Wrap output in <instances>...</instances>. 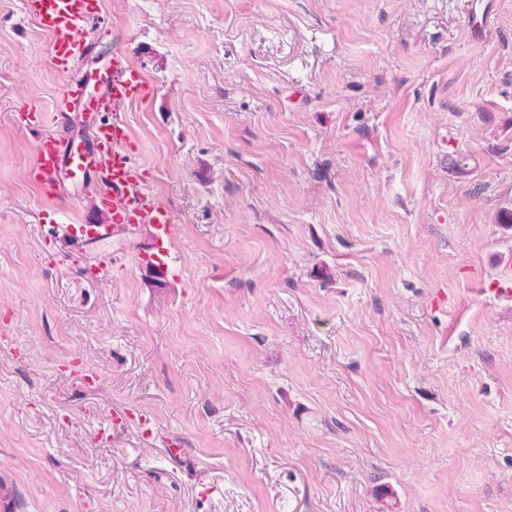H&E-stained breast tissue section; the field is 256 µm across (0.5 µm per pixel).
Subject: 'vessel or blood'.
I'll return each instance as SVG.
<instances>
[{
    "instance_id": "1",
    "label": "vessel or blood",
    "mask_w": 512,
    "mask_h": 512,
    "mask_svg": "<svg viewBox=\"0 0 512 512\" xmlns=\"http://www.w3.org/2000/svg\"><path fill=\"white\" fill-rule=\"evenodd\" d=\"M25 14L41 23L50 36L55 60L67 64L80 59L89 48L88 35L103 12V0H23ZM102 91L94 97L96 112L105 116L93 133L92 150L81 149L77 136L68 126V116L84 99L82 83L63 84L46 120L52 133L37 144L34 167L51 194L48 203H56L55 192L63 180H84L89 168L99 169L104 188L98 205L110 219L101 224H61L58 237L72 250L87 245H108L112 239L133 237L139 225L151 228L148 259L153 269L167 274L172 260L171 248L179 227L170 211L142 179L140 166L128 150V106L146 94L142 74L125 55L114 54L103 73ZM137 427L143 438H153L156 425L144 414L117 410L112 428L123 431Z\"/></svg>"
}]
</instances>
